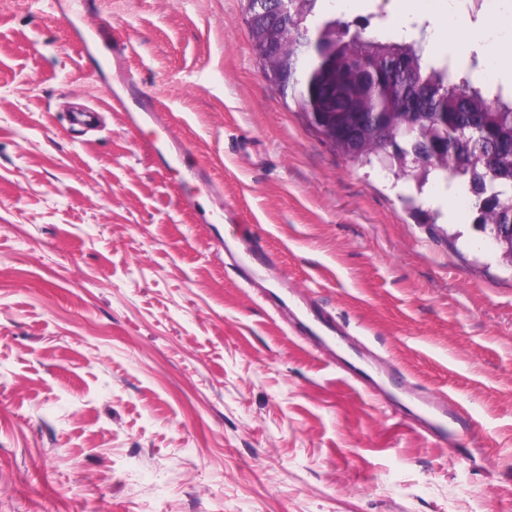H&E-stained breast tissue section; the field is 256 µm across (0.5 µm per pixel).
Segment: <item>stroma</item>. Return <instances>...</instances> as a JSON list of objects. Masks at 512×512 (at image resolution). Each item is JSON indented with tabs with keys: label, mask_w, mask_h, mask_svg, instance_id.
Returning a JSON list of instances; mask_svg holds the SVG:
<instances>
[{
	"label": "stroma",
	"mask_w": 512,
	"mask_h": 512,
	"mask_svg": "<svg viewBox=\"0 0 512 512\" xmlns=\"http://www.w3.org/2000/svg\"><path fill=\"white\" fill-rule=\"evenodd\" d=\"M191 154L177 167L111 111L106 48L50 0H0V512H512V267L468 205L358 166L266 79L241 0H90ZM332 19L429 17L360 0ZM91 103L96 130H72ZM224 186V220L191 173ZM418 195L419 206L406 198ZM328 307L379 368L454 391L441 444L368 395L250 288Z\"/></svg>",
	"instance_id": "35a3bbf8"
}]
</instances>
